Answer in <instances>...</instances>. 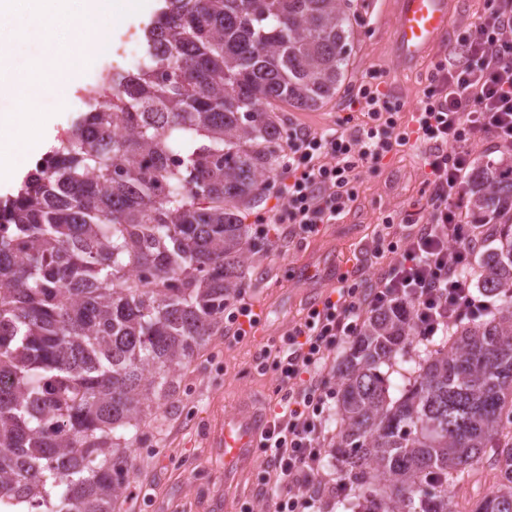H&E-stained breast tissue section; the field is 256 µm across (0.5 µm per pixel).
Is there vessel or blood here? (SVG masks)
<instances>
[{"label":"vessel or blood","mask_w":512,"mask_h":512,"mask_svg":"<svg viewBox=\"0 0 512 512\" xmlns=\"http://www.w3.org/2000/svg\"><path fill=\"white\" fill-rule=\"evenodd\" d=\"M451 0H399L393 39L397 54L405 64H413L448 37ZM266 417L248 407L224 423L220 442L227 463L241 464L251 457L261 432L268 430Z\"/></svg>","instance_id":"1"}]
</instances>
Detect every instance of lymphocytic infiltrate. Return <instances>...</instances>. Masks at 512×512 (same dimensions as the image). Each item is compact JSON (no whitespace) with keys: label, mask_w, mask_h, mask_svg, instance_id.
I'll use <instances>...</instances> for the list:
<instances>
[{"label":"lymphocytic infiltrate","mask_w":512,"mask_h":512,"mask_svg":"<svg viewBox=\"0 0 512 512\" xmlns=\"http://www.w3.org/2000/svg\"><path fill=\"white\" fill-rule=\"evenodd\" d=\"M435 70L433 86L409 119L400 115V100L366 81L353 100L363 122L348 114L334 128L288 130L278 189L286 205L268 221L293 225L305 236L319 234L322 225L350 210L361 168H378L414 141L431 150L424 159L427 223L399 237L392 218H385L373 255L390 257L387 272L373 281L341 274L334 295L310 306L288 332L275 364L288 394L274 404L271 428L259 440L278 489L275 512H308L336 492L315 480L332 397L324 373L330 353L358 336L369 311L406 303L416 334L433 336L486 306L464 274L484 233L481 225L463 223L461 208L472 146L487 140L512 146V14L500 5L487 9L457 36Z\"/></svg>","instance_id":"1"}]
</instances>
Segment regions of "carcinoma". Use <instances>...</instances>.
I'll return each mask as SVG.
<instances>
[{
    "label": "carcinoma",
    "instance_id": "cac0c4a2",
    "mask_svg": "<svg viewBox=\"0 0 512 512\" xmlns=\"http://www.w3.org/2000/svg\"><path fill=\"white\" fill-rule=\"evenodd\" d=\"M162 2L136 64L102 69L0 200V496L27 512H115L130 448L246 285L281 106L344 81V0ZM467 208L498 303L413 353L406 310L372 311L338 366L332 453L363 512H456L448 490L484 468L498 484L469 512H512V148L474 168Z\"/></svg>",
    "mask_w": 512,
    "mask_h": 512
}]
</instances>
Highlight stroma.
<instances>
[{"label": "stroma", "mask_w": 512, "mask_h": 512, "mask_svg": "<svg viewBox=\"0 0 512 512\" xmlns=\"http://www.w3.org/2000/svg\"><path fill=\"white\" fill-rule=\"evenodd\" d=\"M351 9L353 41L346 79L336 97L319 109L285 108L284 122L312 129L332 127L349 113L357 87L373 71L408 111L432 86L433 63L447 55V42L414 64H402L392 39L396 0H352ZM111 62L105 54L93 56L74 75L68 94L47 103L50 123L41 140L19 158L20 174H27L56 145L71 119L84 111L83 87ZM428 150V145L417 143L380 169H363L355 206L336 223L325 225L318 236L302 237L287 224L257 223V216L269 214L276 205L275 189H267L263 199L246 211V223L268 241L266 250L252 255L256 277L238 296L252 305L259 323L242 338L223 328L194 356L178 393L161 410L163 425L152 434L151 451H133L134 474L121 512H239L245 506L250 512H274L272 493L260 481L268 468L262 449H255L228 481L224 451L213 439L241 402L265 409L281 398L271 357L312 299L331 290L322 277L324 270L332 264L343 270L354 267L362 278H375L380 268L371 249L383 217L393 216V229L400 234L411 225L426 223L421 189Z\"/></svg>", "instance_id": "obj_1"}]
</instances>
